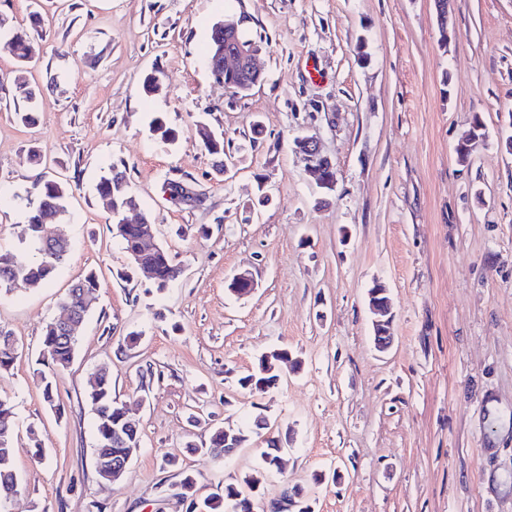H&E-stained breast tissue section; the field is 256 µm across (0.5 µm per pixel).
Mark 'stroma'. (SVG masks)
Wrapping results in <instances>:
<instances>
[{"label": "stroma", "mask_w": 512, "mask_h": 512, "mask_svg": "<svg viewBox=\"0 0 512 512\" xmlns=\"http://www.w3.org/2000/svg\"><path fill=\"white\" fill-rule=\"evenodd\" d=\"M35 11L39 57L0 47V249L38 259L27 212L40 174L68 187L70 252L51 281L0 294V329L21 352L0 376L22 484L10 512H190L183 473L201 501L259 468L263 435L227 459L202 452L216 428L259 416L288 443L255 512L288 489L311 512H512V0H453L445 40L434 0H0L17 28ZM228 14L261 46L264 81L244 97L206 65ZM19 75L41 90L32 126L14 117ZM156 117L175 143L152 133ZM477 119L487 137L460 163ZM200 121L223 154L201 146ZM304 134L336 168L330 195L293 149ZM114 165L183 268L168 288L112 234L96 187ZM170 181L198 201L171 199ZM244 269L257 288L239 298L228 283ZM91 271L98 301L52 408L37 376L44 329ZM377 281L393 305L385 353L368 306ZM276 348L292 358L279 384L243 387ZM103 367L141 432L115 484L97 474L87 400Z\"/></svg>", "instance_id": "35a3bbf8"}]
</instances>
